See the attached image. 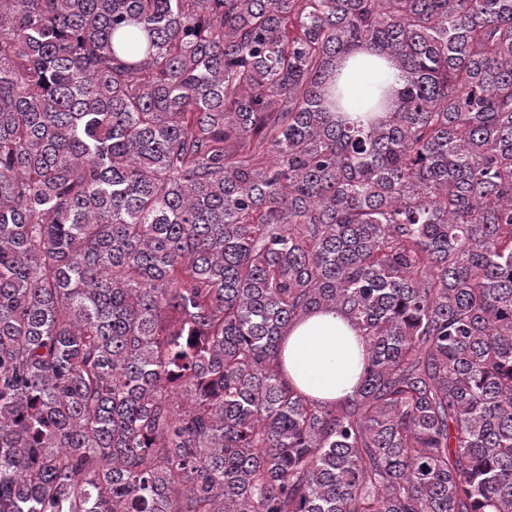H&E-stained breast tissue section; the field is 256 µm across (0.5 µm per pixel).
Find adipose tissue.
I'll list each match as a JSON object with an SVG mask.
<instances>
[{"label": "adipose tissue", "instance_id": "1", "mask_svg": "<svg viewBox=\"0 0 512 512\" xmlns=\"http://www.w3.org/2000/svg\"><path fill=\"white\" fill-rule=\"evenodd\" d=\"M338 83L354 104L381 89H398L397 72L385 59L360 51L343 62ZM285 380L307 396L335 402L352 396L365 351L354 326L337 311L316 312L290 326L281 341Z\"/></svg>", "mask_w": 512, "mask_h": 512}]
</instances>
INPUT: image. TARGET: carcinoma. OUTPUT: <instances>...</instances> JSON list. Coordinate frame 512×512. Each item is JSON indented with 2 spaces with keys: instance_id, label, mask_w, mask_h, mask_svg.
Returning <instances> with one entry per match:
<instances>
[{
  "instance_id": "cac0c4a2",
  "label": "carcinoma",
  "mask_w": 512,
  "mask_h": 512,
  "mask_svg": "<svg viewBox=\"0 0 512 512\" xmlns=\"http://www.w3.org/2000/svg\"><path fill=\"white\" fill-rule=\"evenodd\" d=\"M0 512H512V0H0ZM338 84L354 104H363L368 97L377 96L381 88L396 90L397 71L389 62L359 51L338 67ZM285 380L307 396L336 402L352 396L365 351L354 326L339 312H316L290 326L281 341Z\"/></svg>"
}]
</instances>
